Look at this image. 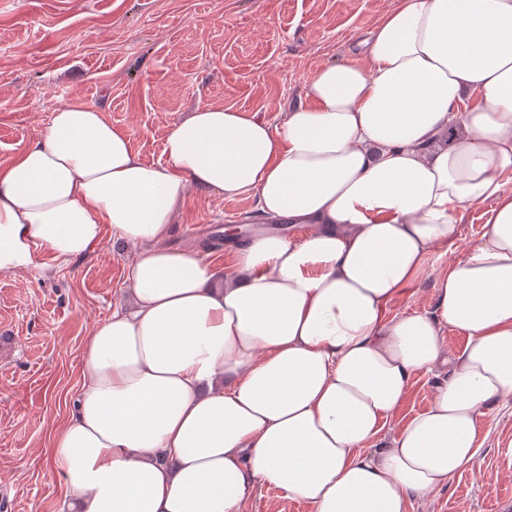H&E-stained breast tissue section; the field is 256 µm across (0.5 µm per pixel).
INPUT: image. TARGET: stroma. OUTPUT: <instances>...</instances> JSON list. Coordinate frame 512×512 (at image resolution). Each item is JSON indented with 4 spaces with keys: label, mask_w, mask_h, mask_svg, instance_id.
<instances>
[{
    "label": "stroma",
    "mask_w": 512,
    "mask_h": 512,
    "mask_svg": "<svg viewBox=\"0 0 512 512\" xmlns=\"http://www.w3.org/2000/svg\"><path fill=\"white\" fill-rule=\"evenodd\" d=\"M393 0H0V161L57 108L104 106L148 163L205 103L270 123L323 64L352 58ZM256 200L189 189L169 244L249 227ZM137 247L112 236L62 268L0 272V512H59L53 431L75 411L85 337L126 304ZM471 468L409 512H512V406L483 418Z\"/></svg>",
    "instance_id": "obj_1"
}]
</instances>
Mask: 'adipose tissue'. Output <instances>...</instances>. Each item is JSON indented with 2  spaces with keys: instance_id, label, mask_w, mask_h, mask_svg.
I'll return each mask as SVG.
<instances>
[{
  "instance_id": "ef3b65f1",
  "label": "adipose tissue",
  "mask_w": 512,
  "mask_h": 512,
  "mask_svg": "<svg viewBox=\"0 0 512 512\" xmlns=\"http://www.w3.org/2000/svg\"><path fill=\"white\" fill-rule=\"evenodd\" d=\"M163 154L75 100L0 162L1 272L108 234L141 248L51 438L60 512H246L259 485L408 512L470 468L480 421L512 403V0H397L278 124L204 104ZM193 186L307 232L258 231L221 265L171 246ZM471 207L484 231L432 309L391 315ZM448 328L467 338L452 357ZM419 374L431 404L383 436Z\"/></svg>"
}]
</instances>
